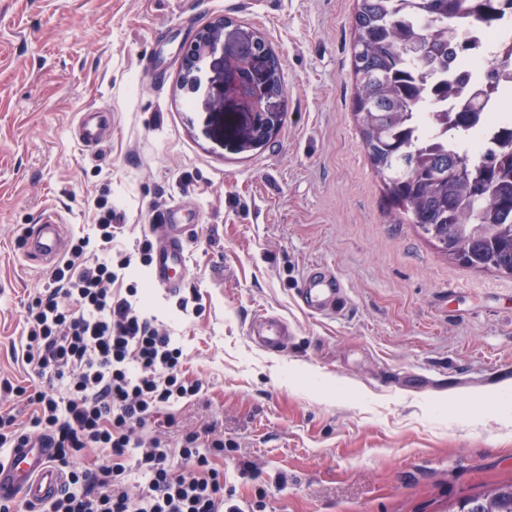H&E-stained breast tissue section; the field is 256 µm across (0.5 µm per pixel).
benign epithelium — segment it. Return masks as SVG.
Here are the masks:
<instances>
[{
    "label": "benign epithelium",
    "instance_id": "7a95c632",
    "mask_svg": "<svg viewBox=\"0 0 512 512\" xmlns=\"http://www.w3.org/2000/svg\"><path fill=\"white\" fill-rule=\"evenodd\" d=\"M224 24L218 23L207 26L195 35L194 40L187 48L183 60V82H195L192 72L197 60L210 53L216 43L223 38ZM228 65L237 76V89L239 93L249 99L254 113L250 128L244 133L242 142L253 147L262 141L275 129L277 119L275 113L270 111L266 102L274 97L270 87L276 80L277 74L271 66L269 55L260 49V38L253 39L240 53L234 56ZM263 74L261 85H256L254 74Z\"/></svg>",
    "mask_w": 512,
    "mask_h": 512
}]
</instances>
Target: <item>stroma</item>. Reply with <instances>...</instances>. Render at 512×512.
<instances>
[{"label":"stroma","instance_id":"35a3bbf8","mask_svg":"<svg viewBox=\"0 0 512 512\" xmlns=\"http://www.w3.org/2000/svg\"><path fill=\"white\" fill-rule=\"evenodd\" d=\"M356 0H0V381L48 272L23 253L56 209L68 232L110 205L128 245L180 205L196 225L180 293L137 286L183 345L198 404L180 430L224 436V492L242 512H448L512 482V275L452 260L385 200L355 113ZM224 37L182 83L185 46ZM261 36L281 62L277 131L224 68ZM112 138L80 147V112ZM331 267L346 309L309 313L297 289ZM196 296L186 316L180 297ZM261 312L285 352L246 335ZM294 328L288 320L277 315L261 313L248 323L246 334L250 341L268 352L281 353L288 345V338Z\"/></svg>","mask_w":512,"mask_h":512}]
</instances>
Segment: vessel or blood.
<instances>
[{
  "instance_id": "b4317fda",
  "label": "vessel or blood",
  "mask_w": 512,
  "mask_h": 512,
  "mask_svg": "<svg viewBox=\"0 0 512 512\" xmlns=\"http://www.w3.org/2000/svg\"><path fill=\"white\" fill-rule=\"evenodd\" d=\"M79 144L89 149L100 147L106 140V129L98 113L83 112L75 127ZM179 209L171 206L159 215L151 233L155 247L150 275L155 287L168 292L181 288L187 270V247L196 230L195 225L178 221ZM65 226L54 211L45 212L41 224L35 225L26 237V255L32 264L46 267L64 253ZM298 300L305 310L314 314H331L344 307L345 287L342 281L325 266L310 267L298 290ZM294 333L285 318L268 313L254 316L246 334L259 348L280 353ZM48 448L12 449L7 464L0 465V499L16 496L38 504L57 493L62 476L50 462Z\"/></svg>"
}]
</instances>
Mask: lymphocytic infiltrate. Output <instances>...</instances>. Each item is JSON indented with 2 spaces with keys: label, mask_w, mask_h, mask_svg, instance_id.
I'll list each match as a JSON object with an SVG mask.
<instances>
[{
  "label": "lymphocytic infiltrate",
  "mask_w": 512,
  "mask_h": 512,
  "mask_svg": "<svg viewBox=\"0 0 512 512\" xmlns=\"http://www.w3.org/2000/svg\"><path fill=\"white\" fill-rule=\"evenodd\" d=\"M100 215L94 237H73L28 303L17 358L28 385L5 384L29 412L0 410V460L42 444L65 484L39 512H238L224 498V440L170 435L176 411L200 398L184 353L123 270L149 266V237L115 242Z\"/></svg>",
  "instance_id": "obj_1"
}]
</instances>
